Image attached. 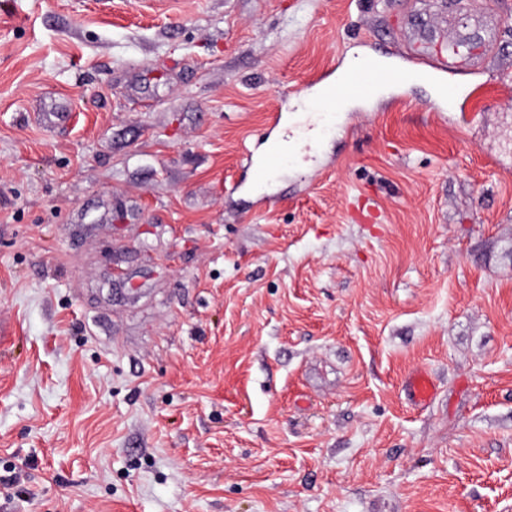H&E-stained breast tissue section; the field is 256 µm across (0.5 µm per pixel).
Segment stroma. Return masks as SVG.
<instances>
[{
    "label": "stroma",
    "mask_w": 512,
    "mask_h": 512,
    "mask_svg": "<svg viewBox=\"0 0 512 512\" xmlns=\"http://www.w3.org/2000/svg\"><path fill=\"white\" fill-rule=\"evenodd\" d=\"M0 512H512V0H0ZM459 48L452 47L448 48V55L443 54L439 51H428L415 55L417 64L429 66L431 68L430 78L438 81L439 83V95L442 99H448L451 94V90L448 88V83L444 81V75H448V70L452 69L456 63L457 57H459ZM369 60L358 49H351L343 66L336 72V81H342L345 74L351 69ZM375 93L374 70L371 65L365 64L361 69L353 71L349 77L336 84L333 81H322L319 84V95L324 101H332L337 97L348 99H369ZM287 161L285 153L280 145L275 143L265 154L260 166L255 168L254 174L256 178H264L275 173L277 166ZM406 389L415 405H426L435 395L436 387L431 377L423 371H416L407 380Z\"/></svg>",
    "instance_id": "1"
}]
</instances>
